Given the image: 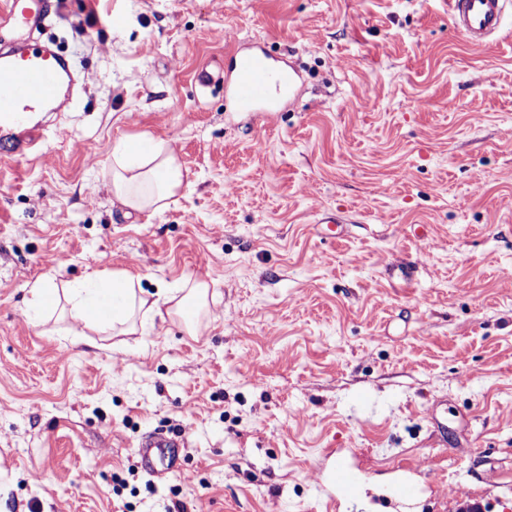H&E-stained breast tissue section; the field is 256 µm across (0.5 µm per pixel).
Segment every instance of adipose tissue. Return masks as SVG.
Returning <instances> with one entry per match:
<instances>
[{
	"instance_id": "1",
	"label": "adipose tissue",
	"mask_w": 512,
	"mask_h": 512,
	"mask_svg": "<svg viewBox=\"0 0 512 512\" xmlns=\"http://www.w3.org/2000/svg\"><path fill=\"white\" fill-rule=\"evenodd\" d=\"M112 196L126 211L157 212L182 186L186 174L170 145L162 140L138 148L124 143L115 147L109 167ZM206 282L184 283L177 288L159 287L149 294L136 287L124 274L98 273L87 281L57 288L49 279L30 290L29 311L41 315L48 303L63 302L71 319L84 327L115 336L134 333L138 319L162 315H184L187 308L209 310ZM112 302L111 313H104V302Z\"/></svg>"
}]
</instances>
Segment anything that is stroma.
Returning a JSON list of instances; mask_svg holds the SVG:
<instances>
[{"label": "stroma", "mask_w": 512, "mask_h": 512, "mask_svg": "<svg viewBox=\"0 0 512 512\" xmlns=\"http://www.w3.org/2000/svg\"><path fill=\"white\" fill-rule=\"evenodd\" d=\"M48 25L79 102L39 150L0 144V512H327L340 448L338 512L405 478L395 512H512V14L482 49L448 0H66ZM245 51L298 75L275 115L229 92ZM152 140L188 182L128 217L112 151ZM202 254L196 335L28 312L39 280L152 293ZM153 433L177 471L145 470ZM179 447L180 443L176 440L170 439L163 434H157L141 441L137 451L146 467L151 466L153 457L157 453L166 456L168 466L175 467L178 461ZM359 477L355 471L341 458L336 459V465L329 475L330 485L336 489V494H329L327 509L339 507L342 501L353 497L357 490Z\"/></svg>", "instance_id": "stroma-1"}]
</instances>
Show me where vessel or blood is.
<instances>
[{
    "label": "vessel or blood",
    "instance_id": "vessel-or-blood-1",
    "mask_svg": "<svg viewBox=\"0 0 512 512\" xmlns=\"http://www.w3.org/2000/svg\"><path fill=\"white\" fill-rule=\"evenodd\" d=\"M457 32L479 46L501 33L505 17L512 12V0H448ZM58 8L56 0H0V138L12 154L22 157L43 145L45 127L33 115L53 105L63 79L73 73L65 56L45 43L32 40L45 19ZM231 92L244 107L268 114L278 110L270 99L273 86L293 91V71L273 67L266 56L239 54L233 60ZM179 444L157 434L140 442L138 453L144 464L155 455H165L176 466ZM359 477L344 461L337 460L329 475L336 492L333 504L353 497Z\"/></svg>",
    "mask_w": 512,
    "mask_h": 512
}]
</instances>
